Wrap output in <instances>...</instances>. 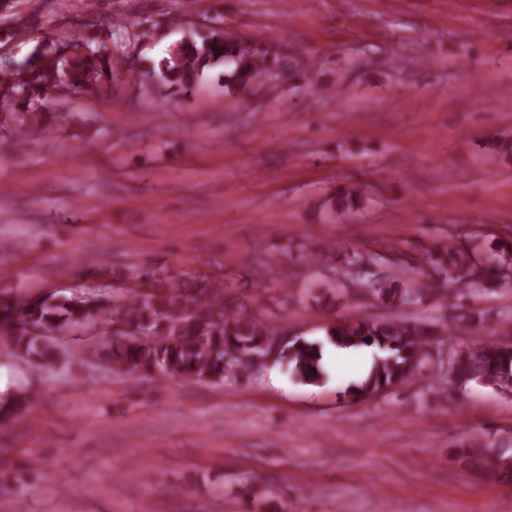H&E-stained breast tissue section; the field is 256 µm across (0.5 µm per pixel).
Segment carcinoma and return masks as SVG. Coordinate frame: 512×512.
Segmentation results:
<instances>
[{"mask_svg": "<svg viewBox=\"0 0 512 512\" xmlns=\"http://www.w3.org/2000/svg\"><path fill=\"white\" fill-rule=\"evenodd\" d=\"M72 43L80 51L66 57L60 43L38 45L22 65L0 63V104L21 111L19 123L43 122L50 93L65 89L74 95H112V52L97 38H77ZM267 51L224 36V29L211 26L203 34H189L172 44L152 70L151 77L173 93L195 91L207 71L224 67V89L243 88L252 73L269 70ZM512 244H501L484 256L470 249L448 247V254L434 269L413 284L376 280L370 291L387 307L417 303L435 295L449 299L448 290H437L430 281H493L504 287L512 284ZM227 284L198 277L193 288L172 286L164 290L143 289L140 300L128 295H112V305L99 296H74L64 302L53 296L16 295L0 297V336L18 356L44 369L59 359L54 336L64 329L91 323L112 326V338L93 345L97 360L130 374H178L187 378L224 381V374L246 366L251 356L261 353L273 328L247 307L234 305L224 293ZM448 330L422 318L390 317L373 320L350 317L326 329L322 341L295 337L279 351L302 382L315 383L324 375L325 347L337 349L372 347L382 352L368 375L346 388L353 399L371 396L405 382L426 369L437 337ZM457 372L471 382H495L512 371V343L480 340L451 351ZM29 404L24 393L0 403V433L9 429L15 417ZM458 465L469 472H482L497 482L512 481V445L485 437L463 443L454 453Z\"/></svg>", "mask_w": 512, "mask_h": 512, "instance_id": "carcinoma-1", "label": "carcinoma"}]
</instances>
